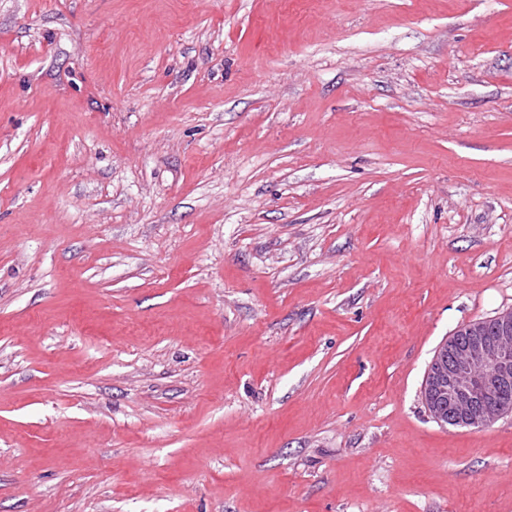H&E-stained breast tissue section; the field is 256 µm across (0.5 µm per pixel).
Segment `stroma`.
<instances>
[{"mask_svg": "<svg viewBox=\"0 0 512 512\" xmlns=\"http://www.w3.org/2000/svg\"><path fill=\"white\" fill-rule=\"evenodd\" d=\"M510 308L512 0H0V512H512ZM458 330L429 364L423 399L431 419L442 427L487 428L512 414V309ZM502 389L499 401L508 407L488 406Z\"/></svg>", "mask_w": 512, "mask_h": 512, "instance_id": "35a3bbf8", "label": "stroma"}]
</instances>
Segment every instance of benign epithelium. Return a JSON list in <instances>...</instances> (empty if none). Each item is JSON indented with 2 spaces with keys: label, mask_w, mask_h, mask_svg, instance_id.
<instances>
[{
  "label": "benign epithelium",
  "mask_w": 512,
  "mask_h": 512,
  "mask_svg": "<svg viewBox=\"0 0 512 512\" xmlns=\"http://www.w3.org/2000/svg\"><path fill=\"white\" fill-rule=\"evenodd\" d=\"M512 386V309L470 321L446 339L426 371L422 395L431 419L442 427L483 429L512 407L489 404Z\"/></svg>",
  "instance_id": "7a95c632"
}]
</instances>
